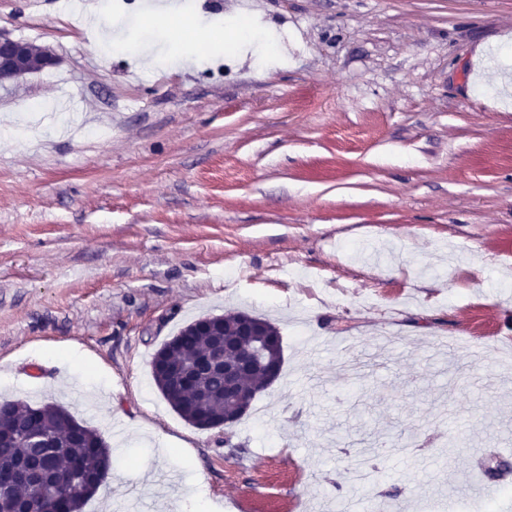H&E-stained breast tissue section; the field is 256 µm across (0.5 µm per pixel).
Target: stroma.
Returning <instances> with one entry per match:
<instances>
[{
	"label": "stroma",
	"instance_id": "obj_1",
	"mask_svg": "<svg viewBox=\"0 0 512 512\" xmlns=\"http://www.w3.org/2000/svg\"><path fill=\"white\" fill-rule=\"evenodd\" d=\"M149 2L0 0V35L60 58L0 84V397L118 450L83 512H485L478 472L512 495V0H180L179 43ZM242 15L280 60L212 69ZM228 312L284 363L227 434L151 360Z\"/></svg>",
	"mask_w": 512,
	"mask_h": 512
}]
</instances>
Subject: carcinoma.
Segmentation results:
<instances>
[{"label": "carcinoma", "instance_id": "carcinoma-1", "mask_svg": "<svg viewBox=\"0 0 512 512\" xmlns=\"http://www.w3.org/2000/svg\"><path fill=\"white\" fill-rule=\"evenodd\" d=\"M247 319L254 324L260 335L267 331L278 332L277 327L266 319L237 312L224 319L225 334H236V325ZM212 340L209 336L183 335L173 346L159 352V368L152 369L157 388L172 408L186 422L202 428L201 422L224 417V376L219 373L196 371L194 367L200 358L210 353ZM181 365L193 372L192 384L181 386L165 371L169 362ZM9 417L12 429L21 435L35 432L48 440L47 444L5 438L0 440V471L19 467L39 470L46 462L55 465L59 481L58 490L65 494L72 486L74 476L94 462L111 460L107 444L96 430L84 425L73 427L74 417L67 409L55 404L33 408L19 401H0V413ZM36 500L29 499L27 481L13 485L9 495L0 499V512H13L18 507L31 508Z\"/></svg>", "mask_w": 512, "mask_h": 512}]
</instances>
